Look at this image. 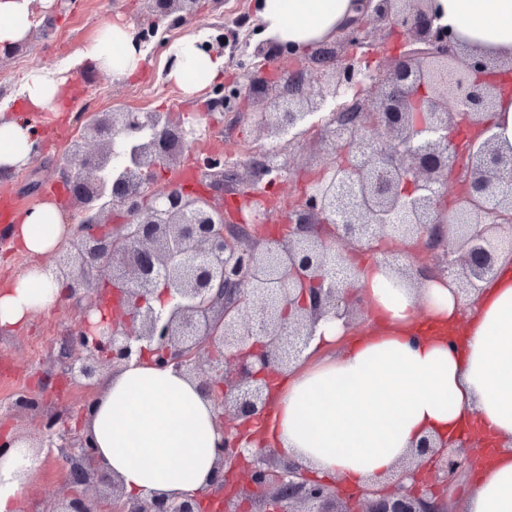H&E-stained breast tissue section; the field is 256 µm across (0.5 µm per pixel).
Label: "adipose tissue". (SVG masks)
<instances>
[{"instance_id": "obj_1", "label": "adipose tissue", "mask_w": 512, "mask_h": 512, "mask_svg": "<svg viewBox=\"0 0 512 512\" xmlns=\"http://www.w3.org/2000/svg\"><path fill=\"white\" fill-rule=\"evenodd\" d=\"M366 0H257L268 40L305 51L333 40L363 12ZM52 0H0V44L32 28L34 6ZM433 10L459 43L492 57H512V0H433ZM197 35L172 41L166 78L195 97L224 77V56L203 53ZM83 60L116 78L138 74L145 61L134 33L105 25L80 50ZM66 79L32 70L16 106L0 107V167H24L41 143L33 116L55 112ZM70 233L59 208L27 210L13 231L34 264L0 289V327L13 329L57 305L62 282L42 262ZM368 309L356 340L346 343L340 319L318 326L311 362L277 378L271 410L254 423L262 445L314 476L353 491L384 488L387 476L425 435L462 436L472 425L496 455L476 472L456 512H512V255L501 254L494 279L470 304L452 280L408 287L383 262L363 266ZM101 459L129 495L208 491L219 440L217 416L196 383L173 368L133 363L110 376L84 418ZM27 449L0 452V512H19L28 476Z\"/></svg>"}]
</instances>
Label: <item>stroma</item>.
Instances as JSON below:
<instances>
[{"label": "stroma", "instance_id": "1", "mask_svg": "<svg viewBox=\"0 0 512 512\" xmlns=\"http://www.w3.org/2000/svg\"><path fill=\"white\" fill-rule=\"evenodd\" d=\"M195 10L196 16L188 25L160 26L157 39L145 48L142 73L128 80L78 63L77 53L103 24H148L151 13L147 0H77L76 4L55 12L48 39H33L16 55L0 61V103L12 100L19 92L22 81L16 71L21 66L29 70L40 67L61 70L70 85L66 112H45L39 116V127L44 132L40 153L26 167L15 170L10 180H0V191H9L24 210L54 197L55 171L59 163L65 162L70 142L81 133L78 116L82 110L171 111L179 115L184 125L197 123L208 96L203 93L184 97L167 81L160 65L163 40L186 34H223L224 78L232 81L239 77L235 62L238 35H245L253 47L262 43L263 34L254 0H197ZM258 108V103L251 101L245 111L224 115L223 151L241 170L248 163L246 150L264 143L255 124L254 112ZM331 150V143L324 138L282 139L276 148L279 161L286 168L280 194L288 196L306 187L319 173ZM80 320L79 309L65 300L50 312L33 315L10 335H0V415L6 413L13 395L26 388L35 375H60L64 363L59 350L64 335ZM9 427L12 433L28 439L36 448V462L21 503L38 505L47 512L62 494L60 471L46 459L47 451L41 446L34 416L24 413L11 416Z\"/></svg>", "mask_w": 512, "mask_h": 512}]
</instances>
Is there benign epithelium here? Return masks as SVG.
Returning a JSON list of instances; mask_svg holds the SVG:
<instances>
[{"label": "benign epithelium", "instance_id": "benign-epithelium-1", "mask_svg": "<svg viewBox=\"0 0 512 512\" xmlns=\"http://www.w3.org/2000/svg\"><path fill=\"white\" fill-rule=\"evenodd\" d=\"M152 20L139 26V45L159 23L194 18L197 0H148ZM371 15L400 38L388 68L362 67L343 46L369 35L363 18L344 28L341 44L300 56L282 47L254 48L262 59L244 83L214 86L205 121L185 127L154 112L90 113L81 140L59 168L70 207L81 214L68 244L46 266L66 281L67 299L83 314L67 332L74 356L57 385L95 392L107 364L120 368L147 352L197 381L213 404L221 441L213 479L222 512H241L263 498L266 512H453L448 497L476 468L467 439L421 438L384 490L355 496L314 479L303 466L275 461V451L254 445L249 426L269 401L272 377L292 372L317 324L345 320L362 305L355 251L388 262L411 284L451 277L463 299L496 274L501 240L512 235V147L492 132L490 115L512 80V59L458 56L453 34L435 24L430 0H373ZM353 93L328 121H310L327 98ZM425 99L426 121L411 112ZM269 105L256 116L272 147L296 129L351 146L354 162L329 159L318 177L283 203L271 189L280 178L254 159L253 190L224 193L239 182L224 170V153L195 158L202 187L171 180L156 187L158 172L178 165L180 150L207 138L215 113L248 100ZM134 131L128 163L112 173L118 139ZM266 197L281 220L266 225ZM160 304L152 302L156 292ZM45 386L21 394L9 407L36 417L47 447L60 434L64 413L50 410ZM63 498L53 509L95 512L103 498L112 512H209L201 495H126L101 462L92 436L78 428L59 446Z\"/></svg>", "mask_w": 512, "mask_h": 512}]
</instances>
